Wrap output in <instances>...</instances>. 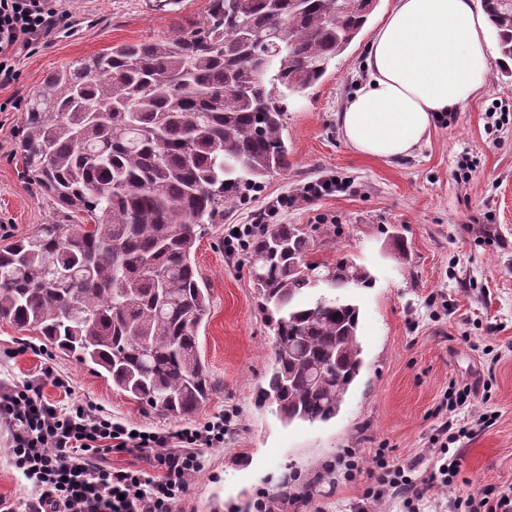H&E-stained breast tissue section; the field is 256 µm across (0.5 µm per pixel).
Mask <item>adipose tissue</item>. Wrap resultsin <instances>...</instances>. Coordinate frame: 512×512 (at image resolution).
I'll use <instances>...</instances> for the list:
<instances>
[{"instance_id": "adipose-tissue-1", "label": "adipose tissue", "mask_w": 512, "mask_h": 512, "mask_svg": "<svg viewBox=\"0 0 512 512\" xmlns=\"http://www.w3.org/2000/svg\"><path fill=\"white\" fill-rule=\"evenodd\" d=\"M486 21L476 0H395L374 32L367 79L338 114L362 156H410L443 114L478 94L489 70Z\"/></svg>"}]
</instances>
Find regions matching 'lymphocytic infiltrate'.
I'll return each instance as SVG.
<instances>
[{"label":"lymphocytic infiltrate","mask_w":512,"mask_h":512,"mask_svg":"<svg viewBox=\"0 0 512 512\" xmlns=\"http://www.w3.org/2000/svg\"><path fill=\"white\" fill-rule=\"evenodd\" d=\"M70 17L57 0H0V87L17 81L20 55L33 52ZM328 175L297 185L265 205L267 219L287 215L301 203L341 191ZM239 426L236 411L175 431L134 434L132 425L90 402L58 405L40 388L0 378V427L6 429L11 464L32 486L23 506L0 496V512H175L189 496V478L205 465L210 450ZM468 429L443 422L431 436L433 469L419 472V459L402 460L390 449H344L327 473L351 481L366 473L369 484L357 512H375L385 500L400 501L405 512H512V492H477L436 499L433 486H454L461 456L454 445ZM138 453L149 469L108 465L109 454Z\"/></svg>","instance_id":"1"}]
</instances>
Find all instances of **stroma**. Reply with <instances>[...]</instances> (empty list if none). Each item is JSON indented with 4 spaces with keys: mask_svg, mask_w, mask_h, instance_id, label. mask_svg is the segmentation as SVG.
<instances>
[{
    "mask_svg": "<svg viewBox=\"0 0 512 512\" xmlns=\"http://www.w3.org/2000/svg\"><path fill=\"white\" fill-rule=\"evenodd\" d=\"M393 5L379 0L366 27L309 94L287 101V172L266 178L196 244L193 260L209 290L200 346L214 391L180 418L159 415L114 390L71 355L35 352V331L0 321V374L40 387L53 402L90 399L129 424L174 431L237 409L241 430L212 450L191 481L197 512H254L259 492L312 485L322 512H351L367 476L334 484L327 463L346 448H389L424 455L433 430L448 417L469 423L483 413L493 424L460 439L457 489L512 488V78L505 76L495 36L491 68L477 96L436 120L429 136L399 161L362 156L344 142L337 114L365 75L367 45ZM68 30L22 56L20 77L0 88V241L40 225L74 223L55 199L23 174L15 152L26 106L43 79L70 63L117 45L170 37L202 22L208 0H181L178 11L154 0H61ZM506 108L489 132V112ZM334 175L348 189L289 211L283 221L306 232L313 259L341 253L367 267L375 282L356 291L365 367L338 415L329 422L283 424L254 404L271 362V333L257 307L248 262L224 253V227L247 224L266 202L297 183ZM403 238L405 255L395 250ZM30 349L19 352L20 344ZM67 377L71 394L53 386L43 368ZM471 387L465 406L445 409L448 393Z\"/></svg>",
    "mask_w": 512,
    "mask_h": 512,
    "instance_id": "1",
    "label": "stroma"
}]
</instances>
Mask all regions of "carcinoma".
Returning <instances> with one entry per match:
<instances>
[{"label":"carcinoma","mask_w":512,"mask_h":512,"mask_svg":"<svg viewBox=\"0 0 512 512\" xmlns=\"http://www.w3.org/2000/svg\"><path fill=\"white\" fill-rule=\"evenodd\" d=\"M512 60V5L483 0ZM377 0H209L171 38L114 46L51 73L26 110L22 173L83 224H43L0 246V320L31 329L171 417L212 389L199 348L209 294L192 254L203 226L288 170L289 97L314 88ZM292 224L249 248L273 332L256 391L285 423L339 413L363 367L360 308L373 277L347 255L310 258Z\"/></svg>","instance_id":"carcinoma-1"}]
</instances>
